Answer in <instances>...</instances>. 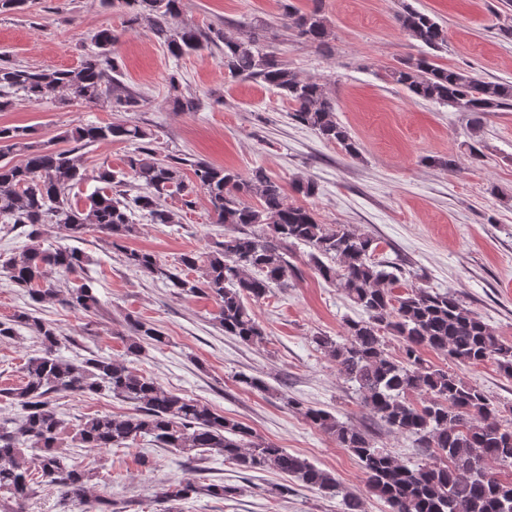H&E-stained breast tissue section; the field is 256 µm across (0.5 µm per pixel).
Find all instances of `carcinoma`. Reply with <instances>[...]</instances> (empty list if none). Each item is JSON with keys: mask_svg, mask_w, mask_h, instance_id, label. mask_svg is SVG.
<instances>
[{"mask_svg": "<svg viewBox=\"0 0 512 512\" xmlns=\"http://www.w3.org/2000/svg\"><path fill=\"white\" fill-rule=\"evenodd\" d=\"M127 9L130 25H146L154 38L176 59L210 47L222 48L224 72L278 91L291 105L290 117L314 130L324 141L358 154V143L336 118L331 90L316 80L302 78L259 37H229L217 26L175 27L182 0H103ZM400 29L420 46L438 50L447 35L429 15L408 4L397 14ZM281 26L311 44L324 46L332 33L321 6L301 11L283 7ZM119 37L105 28L93 35L96 51L79 66L37 70L0 60V111L12 106L11 94L21 92L40 104L62 94L69 101L112 103L114 112H137L143 98L121 81V63L115 53ZM391 83L412 97L433 101L470 115L472 141L467 143L471 163L484 162L479 133L484 116L512 110V82L487 81L474 72L438 65L424 53L406 57L386 70ZM174 109L196 112L200 100L183 92L182 77H169ZM63 137L81 147L114 141L133 145L126 157L130 181L112 171L96 175L102 187L80 209L68 198L72 186L86 173L70 150H53L32 137L28 126H0V158L20 152V164L0 163V217L27 228L30 244L0 262L10 281L34 303L57 300L74 312L97 309L99 299L86 280L60 293L49 278L83 273L87 257L68 247L44 249L42 227L57 224L67 237L81 240L91 230L122 251L135 271L161 280L180 295L203 292L218 303L214 316L226 336L247 345H260L265 330L245 305L268 296L274 285L284 286L300 270L288 260V249L309 248V264L325 283L340 291L359 310L344 322L336 341L315 337V343L334 362L337 375L354 384L362 406L392 432L413 439L424 461L407 464L376 446L373 436L338 419L330 412L299 402L292 405L313 427L358 458L370 491L390 512H512V481L490 474V461L512 465V425L499 418V407L479 388L458 374L429 363L423 351L444 353L452 362L477 365L491 361L512 378V342L500 339L474 311L453 295L424 286L395 293L399 276L377 260L379 247L371 235L349 224H324L310 208L288 201L284 187L257 167L246 176L190 156L157 157L146 128L126 122L85 124L64 131ZM193 171L188 180L184 168ZM141 192L127 197L124 186ZM203 190L224 225V238L206 253L204 276L191 279L185 271L197 266L199 256L184 253L178 265L163 263L156 254L130 249L133 215L143 212L153 224H176L177 214L165 198L177 193L186 205ZM256 203H250V200ZM33 331L42 346L39 356L22 367L21 384L0 390V396L23 411L11 425L0 424V499L22 504L36 489L56 486L80 512H117L113 504L90 495L97 473L68 462V448H119L147 439L187 461L222 457L243 472L276 470L292 481L333 499L342 497L344 512H364L362 501L343 488L335 476L308 459L256 436L243 423L229 419L208 404L169 392L152 377L136 373L110 356L94 354L76 363L57 355L61 342L56 324L20 311L0 321V337L11 338L17 328ZM127 354L137 356L148 345L165 343L163 333L138 317H128ZM397 338L401 354L393 355L386 338ZM104 392L134 405L126 415L85 417L64 445V421L53 399L63 394ZM34 445L28 456L24 445ZM234 486L201 484L179 479L160 489L163 512H177V503L198 495L228 499Z\"/></svg>", "mask_w": 512, "mask_h": 512, "instance_id": "1", "label": "carcinoma"}]
</instances>
